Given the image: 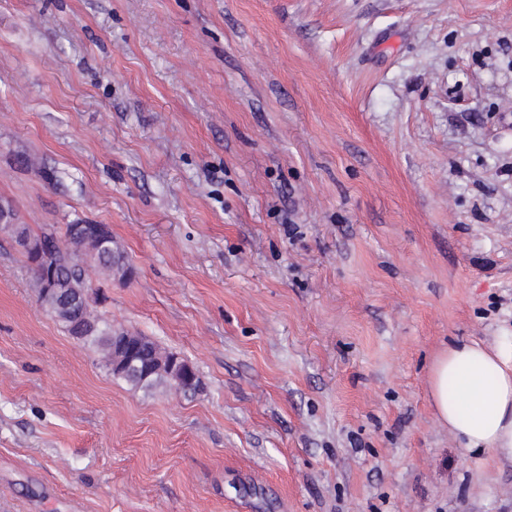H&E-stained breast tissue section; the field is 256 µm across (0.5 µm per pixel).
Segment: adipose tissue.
<instances>
[{
    "instance_id": "adipose-tissue-1",
    "label": "adipose tissue",
    "mask_w": 512,
    "mask_h": 512,
    "mask_svg": "<svg viewBox=\"0 0 512 512\" xmlns=\"http://www.w3.org/2000/svg\"><path fill=\"white\" fill-rule=\"evenodd\" d=\"M429 388L436 420L464 448L512 462V343L450 345L432 363Z\"/></svg>"
}]
</instances>
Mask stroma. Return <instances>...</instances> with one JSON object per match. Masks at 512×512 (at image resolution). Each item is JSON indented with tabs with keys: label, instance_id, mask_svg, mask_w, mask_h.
Returning a JSON list of instances; mask_svg holds the SVG:
<instances>
[{
	"label": "stroma",
	"instance_id": "1",
	"mask_svg": "<svg viewBox=\"0 0 512 512\" xmlns=\"http://www.w3.org/2000/svg\"><path fill=\"white\" fill-rule=\"evenodd\" d=\"M0 204L105 224L134 390L0 235V512H512L435 419L512 338V0H0Z\"/></svg>",
	"mask_w": 512,
	"mask_h": 512
}]
</instances>
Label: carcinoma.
Returning a JSON list of instances; mask_svg holds the SVG:
<instances>
[{
  "label": "carcinoma",
  "instance_id": "1",
  "mask_svg": "<svg viewBox=\"0 0 512 512\" xmlns=\"http://www.w3.org/2000/svg\"><path fill=\"white\" fill-rule=\"evenodd\" d=\"M0 234L16 240L22 247L32 270L31 287L42 308L71 336L74 335L71 324H84V333L74 336L99 353L113 376L146 391L162 388L188 392L199 388V378L190 382L182 379V359L175 353L148 336L113 328L96 313L98 294L92 288V274L109 280L128 274L124 251L111 230L100 237H88L78 225L69 224L66 245L62 247L53 231L44 229L32 235L9 218L0 221ZM44 257L54 270L56 297L45 293L40 262Z\"/></svg>",
  "mask_w": 512,
  "mask_h": 512
}]
</instances>
